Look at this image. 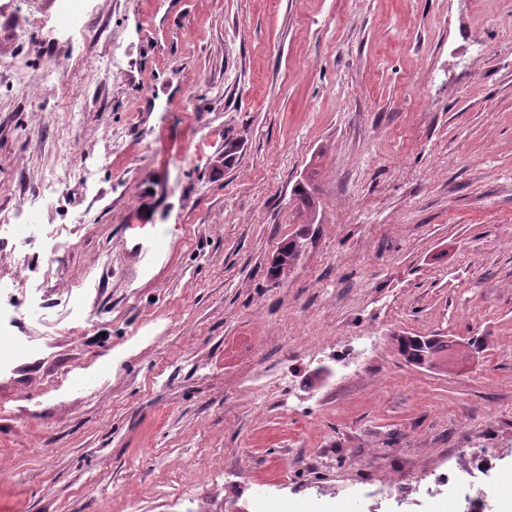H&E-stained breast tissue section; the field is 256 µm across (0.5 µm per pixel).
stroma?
<instances>
[{"instance_id":"1","label":"stroma","mask_w":512,"mask_h":512,"mask_svg":"<svg viewBox=\"0 0 512 512\" xmlns=\"http://www.w3.org/2000/svg\"><path fill=\"white\" fill-rule=\"evenodd\" d=\"M82 23L0 0V61L31 77L0 74V281L32 349L0 374V512H247L258 484L386 512L457 449L512 463V0H91ZM64 130L86 177L19 249L4 218ZM401 336L458 354L413 365ZM425 477L420 472H414L407 478L406 486L408 490H400L393 485L391 488V495L389 497V510L387 512H408L403 508L404 504L411 502L410 494H419Z\"/></svg>"}]
</instances>
